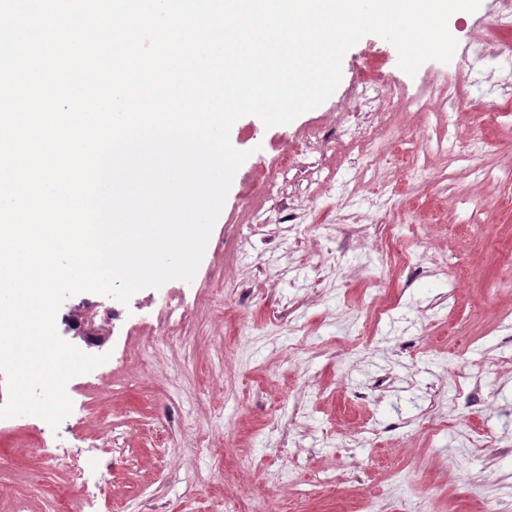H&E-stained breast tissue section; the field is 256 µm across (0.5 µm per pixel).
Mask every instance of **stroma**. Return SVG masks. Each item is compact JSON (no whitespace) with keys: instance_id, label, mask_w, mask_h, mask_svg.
<instances>
[{"instance_id":"obj_1","label":"stroma","mask_w":512,"mask_h":512,"mask_svg":"<svg viewBox=\"0 0 512 512\" xmlns=\"http://www.w3.org/2000/svg\"><path fill=\"white\" fill-rule=\"evenodd\" d=\"M509 10L453 13L458 52L412 76L364 36L318 107L238 119L247 158L193 280L59 309L67 341L77 304L121 326L58 427L0 421V512H512V29L491 24ZM361 82L390 114L373 166ZM449 82L429 112L386 96ZM169 298L186 318L161 346Z\"/></svg>"}]
</instances>
